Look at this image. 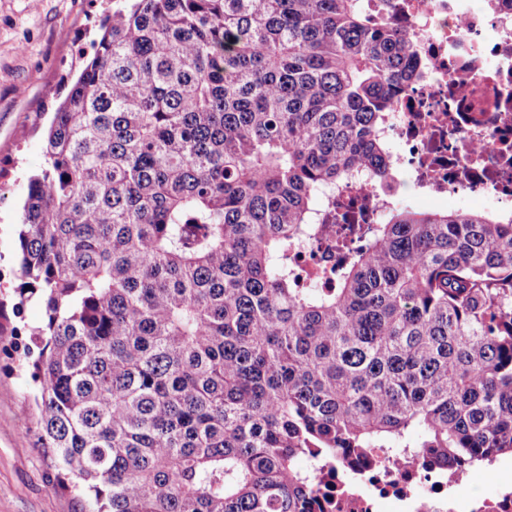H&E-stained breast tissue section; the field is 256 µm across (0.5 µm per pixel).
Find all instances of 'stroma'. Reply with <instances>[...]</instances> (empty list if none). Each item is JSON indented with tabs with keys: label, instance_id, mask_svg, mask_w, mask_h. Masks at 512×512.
<instances>
[{
	"label": "stroma",
	"instance_id": "35a3bbf8",
	"mask_svg": "<svg viewBox=\"0 0 512 512\" xmlns=\"http://www.w3.org/2000/svg\"><path fill=\"white\" fill-rule=\"evenodd\" d=\"M111 0H0V302L13 325L45 316L37 303L13 312L17 237L27 172L44 162L46 131L64 100ZM31 363L12 336L0 337V512H87L75 491L56 489L58 473L36 430Z\"/></svg>",
	"mask_w": 512,
	"mask_h": 512
}]
</instances>
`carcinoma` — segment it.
I'll list each match as a JSON object with an SVG mask.
<instances>
[{
	"mask_svg": "<svg viewBox=\"0 0 512 512\" xmlns=\"http://www.w3.org/2000/svg\"><path fill=\"white\" fill-rule=\"evenodd\" d=\"M367 0H134L100 21L17 235L56 487L89 512H308L299 460L512 452V219L396 211L331 288L288 254L390 168L413 42Z\"/></svg>",
	"mask_w": 512,
	"mask_h": 512,
	"instance_id": "obj_1",
	"label": "carcinoma"
}]
</instances>
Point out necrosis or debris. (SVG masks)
Listing matches in <instances>:
<instances>
[{
	"mask_svg": "<svg viewBox=\"0 0 512 512\" xmlns=\"http://www.w3.org/2000/svg\"><path fill=\"white\" fill-rule=\"evenodd\" d=\"M387 10L421 76L385 130L391 171L337 187V222L381 224L404 196L455 193L512 215V0H390ZM468 478L380 451L366 465L322 467L311 512H512V468L490 494L469 493Z\"/></svg>",
	"mask_w": 512,
	"mask_h": 512,
	"instance_id": "4bbe7bcc",
	"label": "necrosis or debris"
}]
</instances>
